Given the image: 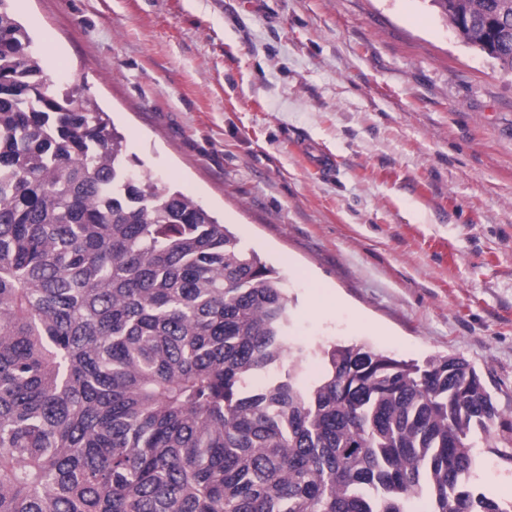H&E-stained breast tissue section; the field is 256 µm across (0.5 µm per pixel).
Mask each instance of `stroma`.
<instances>
[{"instance_id": "obj_1", "label": "stroma", "mask_w": 512, "mask_h": 512, "mask_svg": "<svg viewBox=\"0 0 512 512\" xmlns=\"http://www.w3.org/2000/svg\"><path fill=\"white\" fill-rule=\"evenodd\" d=\"M154 180L276 271L292 362L464 358L512 420V74L429 0H11ZM328 153L314 170L303 149ZM471 483L512 504V433Z\"/></svg>"}]
</instances>
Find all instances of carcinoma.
I'll return each mask as SVG.
<instances>
[{
    "mask_svg": "<svg viewBox=\"0 0 512 512\" xmlns=\"http://www.w3.org/2000/svg\"><path fill=\"white\" fill-rule=\"evenodd\" d=\"M430 2L512 72V0ZM30 42L0 0V512H512L470 487L512 422L461 357L337 345L251 388L288 350L276 272Z\"/></svg>",
    "mask_w": 512,
    "mask_h": 512,
    "instance_id": "obj_1",
    "label": "carcinoma"
}]
</instances>
